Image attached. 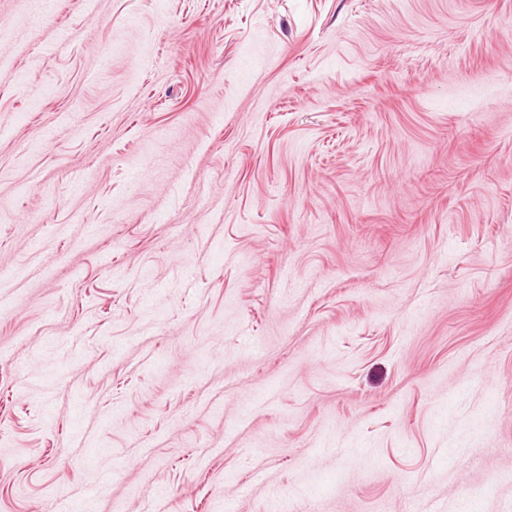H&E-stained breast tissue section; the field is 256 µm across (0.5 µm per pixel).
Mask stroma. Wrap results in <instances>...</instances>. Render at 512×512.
<instances>
[{
	"instance_id": "stroma-1",
	"label": "stroma",
	"mask_w": 512,
	"mask_h": 512,
	"mask_svg": "<svg viewBox=\"0 0 512 512\" xmlns=\"http://www.w3.org/2000/svg\"><path fill=\"white\" fill-rule=\"evenodd\" d=\"M0 30V512H512V0Z\"/></svg>"
}]
</instances>
